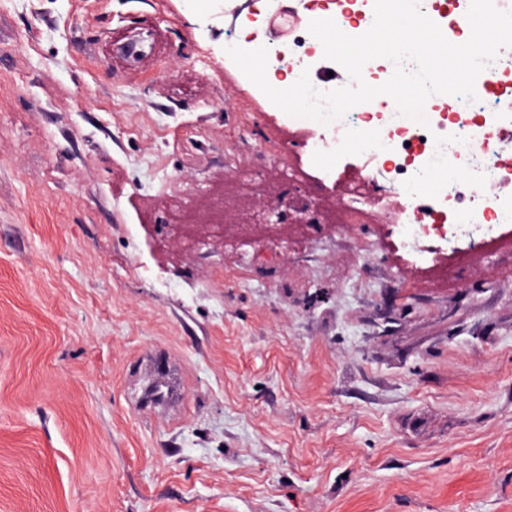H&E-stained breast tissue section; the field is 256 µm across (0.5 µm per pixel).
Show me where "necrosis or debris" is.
Instances as JSON below:
<instances>
[{
	"mask_svg": "<svg viewBox=\"0 0 512 512\" xmlns=\"http://www.w3.org/2000/svg\"><path fill=\"white\" fill-rule=\"evenodd\" d=\"M309 11L310 19H334L350 36L364 34L374 22L373 12L340 8L335 0H315ZM280 12V0H264L256 11L231 8L230 25L240 35L239 47H266L279 80L302 68L341 75L342 65L325 59L308 27H291L284 39L264 35L267 20ZM395 109L393 99L376 98L305 134L313 156L337 151L353 155L348 166L323 171L324 180L344 187L336 223H366L364 205L373 198L402 249L416 257L422 254L419 241L424 236L451 247L497 239L503 226L512 223V152L502 139L512 126V80L506 72H481L474 98H458L447 118L430 111L420 124L397 114L399 135L390 138L377 116Z\"/></svg>",
	"mask_w": 512,
	"mask_h": 512,
	"instance_id": "necrosis-or-debris-1",
	"label": "necrosis or debris"
}]
</instances>
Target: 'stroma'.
<instances>
[{"label": "stroma", "mask_w": 512, "mask_h": 512, "mask_svg": "<svg viewBox=\"0 0 512 512\" xmlns=\"http://www.w3.org/2000/svg\"><path fill=\"white\" fill-rule=\"evenodd\" d=\"M209 0H0V512H512V224L404 252L377 217L156 232L298 140ZM330 160L293 158L300 196ZM185 380L176 424L132 390Z\"/></svg>", "instance_id": "35a3bbf8"}]
</instances>
